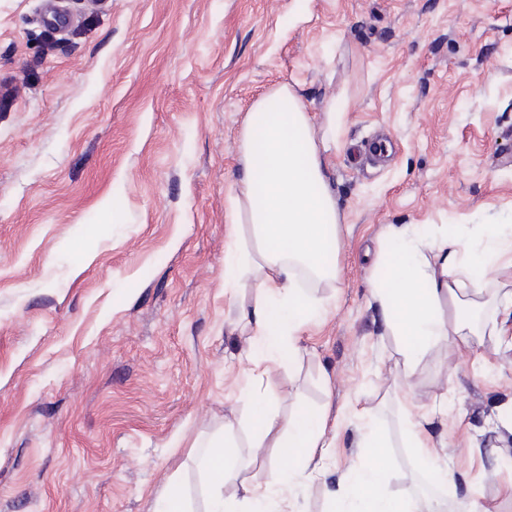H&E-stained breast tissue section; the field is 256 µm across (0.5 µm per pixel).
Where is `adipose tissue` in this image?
I'll return each mask as SVG.
<instances>
[{
	"mask_svg": "<svg viewBox=\"0 0 512 512\" xmlns=\"http://www.w3.org/2000/svg\"><path fill=\"white\" fill-rule=\"evenodd\" d=\"M280 101L287 102V111L277 110ZM344 109L342 101L332 99L320 116H313L282 85L254 103L240 130L241 177L229 197L232 224L224 285H256L251 305L241 306L239 315L261 345L253 359L260 376L268 364L297 354L304 325L323 308V299L310 294L301 272L317 282L338 277L342 232L325 154L341 129ZM508 254L512 235H504L496 224L483 225L477 237L465 241L431 238L409 224L386 225L376 254L381 274L371 288L389 334L399 341L394 387H403L423 357L442 342L472 351L481 334V314L502 302L512 305V291L493 287L489 278ZM252 410L254 448L296 457V468L241 482L233 494H225L224 484L235 476L240 460L237 421L225 418L223 432L195 455L206 512H279L282 500L290 512H303L297 500L284 495L296 481L312 482L323 474L328 417L300 404L283 416L257 397ZM385 480V469L363 452L338 477L330 496L341 504L356 501L355 512H435L432 498L389 494Z\"/></svg>",
	"mask_w": 512,
	"mask_h": 512,
	"instance_id": "ef3b65f1",
	"label": "adipose tissue"
}]
</instances>
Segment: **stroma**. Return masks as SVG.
Returning <instances> with one entry per match:
<instances>
[{"instance_id": "1", "label": "stroma", "mask_w": 512, "mask_h": 512, "mask_svg": "<svg viewBox=\"0 0 512 512\" xmlns=\"http://www.w3.org/2000/svg\"><path fill=\"white\" fill-rule=\"evenodd\" d=\"M283 84L312 113L347 101L327 155L343 246L325 315L257 382L237 320L254 290L224 286L228 195L241 126ZM508 132L512 0H0V512H156L176 471L204 512L193 446L225 417L239 479L272 466L246 387L336 419L307 512H332L364 407L389 491L512 512V312L476 355L441 343L402 394L370 295L386 225H512ZM408 414L444 443L436 465L405 447Z\"/></svg>"}]
</instances>
